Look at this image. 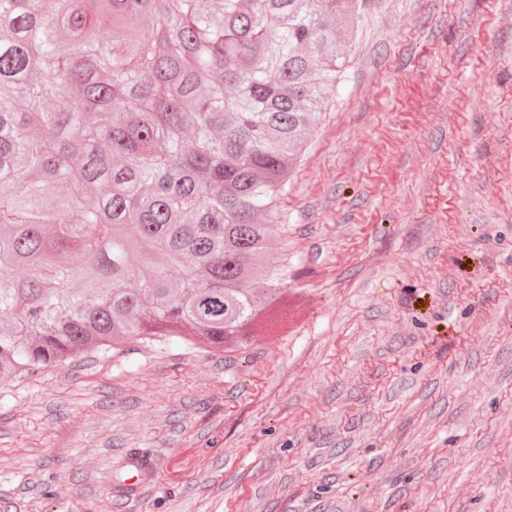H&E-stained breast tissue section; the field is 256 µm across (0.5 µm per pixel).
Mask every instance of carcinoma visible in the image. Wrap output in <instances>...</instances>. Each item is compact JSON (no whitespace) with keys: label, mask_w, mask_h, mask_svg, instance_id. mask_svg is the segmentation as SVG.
Instances as JSON below:
<instances>
[{"label":"carcinoma","mask_w":512,"mask_h":512,"mask_svg":"<svg viewBox=\"0 0 512 512\" xmlns=\"http://www.w3.org/2000/svg\"><path fill=\"white\" fill-rule=\"evenodd\" d=\"M355 15L0 0V383L132 337L230 352L288 330L272 225Z\"/></svg>","instance_id":"carcinoma-1"}]
</instances>
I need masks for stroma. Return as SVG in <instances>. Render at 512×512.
Returning a JSON list of instances; mask_svg holds the SVG:
<instances>
[{"label":"stroma","mask_w":512,"mask_h":512,"mask_svg":"<svg viewBox=\"0 0 512 512\" xmlns=\"http://www.w3.org/2000/svg\"><path fill=\"white\" fill-rule=\"evenodd\" d=\"M280 212L286 335L0 385V512H512V0H370Z\"/></svg>","instance_id":"35a3bbf8"}]
</instances>
